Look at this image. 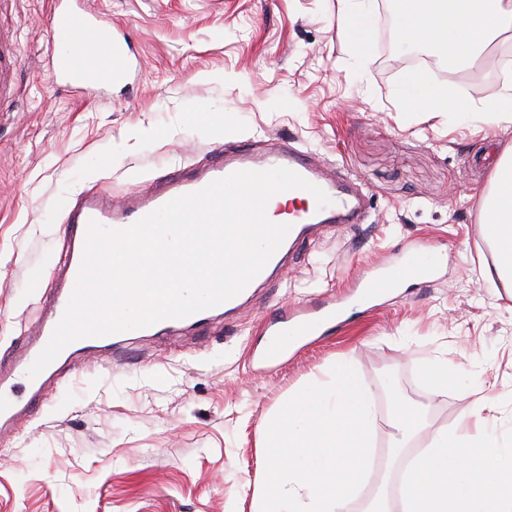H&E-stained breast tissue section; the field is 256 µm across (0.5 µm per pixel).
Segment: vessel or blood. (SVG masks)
Segmentation results:
<instances>
[{
	"mask_svg": "<svg viewBox=\"0 0 512 512\" xmlns=\"http://www.w3.org/2000/svg\"><path fill=\"white\" fill-rule=\"evenodd\" d=\"M92 28L97 33V46L91 50L74 45V34L81 28ZM50 28L54 51L48 61L47 71L51 81L65 87L81 90L87 96H96L101 90L127 80L133 63L124 47L113 41L110 30L94 13L88 12L82 0H54L50 15ZM9 35L0 34V95L13 89V70L16 62L11 53ZM277 167L294 171L311 184L320 188L328 197L325 207L311 206L296 214L290 238L304 239L307 231L318 224H355L360 218V199L348 183L322 175L316 161L309 153L284 140L258 150L218 151L209 166L185 174L171 176L156 186H144L117 202L108 186L91 188L69 205L65 211V224L69 238L62 265L54 276L49 295L44 300L34 332L26 345L11 360L0 361V429L15 416V405L6 396L20 384H27L29 403L43 401L47 383L57 367L69 365L74 370L86 369V355L110 354L120 360L130 335L122 330L104 336H87L70 342L53 364L36 377L27 371L38 354L49 342L60 323L74 292L84 252L88 225L125 230L174 198L194 193L210 182L240 171L261 172ZM430 269L419 259L416 251H409L396 273H382L366 285V294L378 296L381 289L395 287L399 280L414 277L426 278ZM335 311L317 313L303 306L283 311L270 322L269 339L260 358L265 362L277 360L286 347L287 340H297L315 335L326 322L335 320Z\"/></svg>",
	"mask_w": 512,
	"mask_h": 512,
	"instance_id": "b4317fda",
	"label": "vessel or blood"
}]
</instances>
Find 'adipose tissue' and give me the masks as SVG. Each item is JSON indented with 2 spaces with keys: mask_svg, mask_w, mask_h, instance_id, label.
I'll use <instances>...</instances> for the list:
<instances>
[{
  "mask_svg": "<svg viewBox=\"0 0 512 512\" xmlns=\"http://www.w3.org/2000/svg\"><path fill=\"white\" fill-rule=\"evenodd\" d=\"M399 40L427 45L441 58L464 66L478 63L486 47L512 32V0H397ZM400 98L419 112H447V94L420 76L400 88ZM483 235L495 256L492 270L512 288V149L498 159L480 197ZM486 404L476 399L454 432L432 433L410 463L402 488L405 512H512V464L499 467L484 456L499 447L484 425Z\"/></svg>",
  "mask_w": 512,
  "mask_h": 512,
  "instance_id": "1",
  "label": "adipose tissue"
}]
</instances>
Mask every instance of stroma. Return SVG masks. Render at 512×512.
<instances>
[{
	"instance_id": "obj_1",
	"label": "stroma",
	"mask_w": 512,
	"mask_h": 512,
	"mask_svg": "<svg viewBox=\"0 0 512 512\" xmlns=\"http://www.w3.org/2000/svg\"><path fill=\"white\" fill-rule=\"evenodd\" d=\"M135 64L96 98L52 83V0L0 4L20 67L0 102V358L19 349L64 259L68 204L97 184L114 197L206 161L218 148L287 139L367 196L362 223L329 226L286 258L237 310L200 328L140 337L133 358L55 385L38 413L0 443V512H253L266 460L261 428L289 393L353 363L371 390L368 471L345 512H365L400 482L424 434L400 441L380 392L390 382L427 432L456 430L477 397L501 443L512 442V294L491 283L478 194L512 127L482 108L512 76V44L444 74L385 38L365 48L339 33L338 0H85ZM445 88L457 112H417L397 96L411 75ZM426 244L436 270L367 298L374 267ZM302 304L341 310L320 335L260 360L263 324ZM453 367L447 393L425 369Z\"/></svg>"
}]
</instances>
